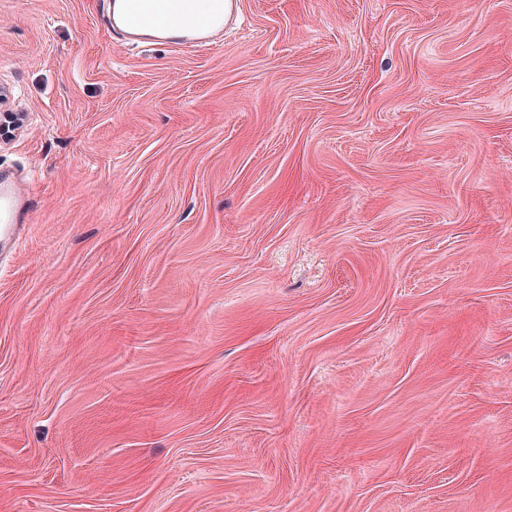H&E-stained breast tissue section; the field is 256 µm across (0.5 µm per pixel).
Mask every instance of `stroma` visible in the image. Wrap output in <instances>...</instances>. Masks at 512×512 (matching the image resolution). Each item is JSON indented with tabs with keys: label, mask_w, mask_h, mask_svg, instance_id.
Here are the masks:
<instances>
[{
	"label": "stroma",
	"mask_w": 512,
	"mask_h": 512,
	"mask_svg": "<svg viewBox=\"0 0 512 512\" xmlns=\"http://www.w3.org/2000/svg\"><path fill=\"white\" fill-rule=\"evenodd\" d=\"M239 7L0 0V512H512V0ZM178 0H119L109 2L106 25L128 39L142 38V32H162V39L180 46L210 41L233 24L238 16V0H208L206 9L189 11ZM19 187L0 174V239L12 229H20L22 207L18 203Z\"/></svg>",
	"instance_id": "35a3bbf8"
}]
</instances>
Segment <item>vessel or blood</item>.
<instances>
[{
  "mask_svg": "<svg viewBox=\"0 0 512 512\" xmlns=\"http://www.w3.org/2000/svg\"><path fill=\"white\" fill-rule=\"evenodd\" d=\"M237 16L238 0H208L206 9L195 12L180 6L177 0H119L109 7L106 24L130 39L140 38L145 32H162L171 43L194 46L210 41ZM19 197L18 186L0 174V237L20 225Z\"/></svg>",
  "mask_w": 512,
  "mask_h": 512,
  "instance_id": "b4317fda",
  "label": "vessel or blood"
}]
</instances>
